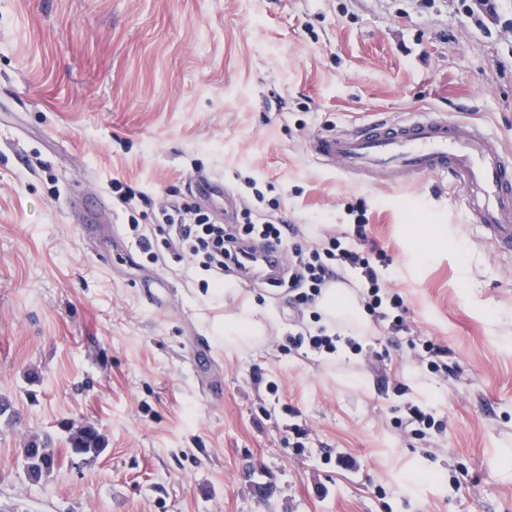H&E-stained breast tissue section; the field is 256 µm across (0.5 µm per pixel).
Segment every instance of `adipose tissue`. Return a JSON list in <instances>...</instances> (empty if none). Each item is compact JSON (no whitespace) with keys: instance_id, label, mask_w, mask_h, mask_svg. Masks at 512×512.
<instances>
[{"instance_id":"ef3b65f1","label":"adipose tissue","mask_w":512,"mask_h":512,"mask_svg":"<svg viewBox=\"0 0 512 512\" xmlns=\"http://www.w3.org/2000/svg\"><path fill=\"white\" fill-rule=\"evenodd\" d=\"M225 289H208L205 301L214 315L208 321V327L216 343L228 348H244L262 343L268 330L257 319L255 310L249 301H242L239 309L232 316H224ZM324 324L335 323L347 330H361L366 325L364 311L358 306L355 297L339 288L326 289L318 303Z\"/></svg>"}]
</instances>
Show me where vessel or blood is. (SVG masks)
I'll use <instances>...</instances> for the list:
<instances>
[{
  "label": "vessel or blood",
  "mask_w": 512,
  "mask_h": 512,
  "mask_svg": "<svg viewBox=\"0 0 512 512\" xmlns=\"http://www.w3.org/2000/svg\"><path fill=\"white\" fill-rule=\"evenodd\" d=\"M308 154L317 162L387 185L430 175L461 188L460 209L501 253L512 254V156L491 131L449 118L444 112H417L406 118L383 117L332 130L309 139ZM205 197L232 208L235 198L221 180L198 176ZM245 278L278 277L282 249L264 242L251 250Z\"/></svg>",
  "instance_id": "b4317fda"
}]
</instances>
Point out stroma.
Instances as JSON below:
<instances>
[{"label": "stroma", "instance_id": "1", "mask_svg": "<svg viewBox=\"0 0 512 512\" xmlns=\"http://www.w3.org/2000/svg\"><path fill=\"white\" fill-rule=\"evenodd\" d=\"M461 105L512 152V29L465 0H0V512H512V256L466 227L459 188L379 186L304 150ZM200 174L257 179L305 247L365 209L408 330L372 324L339 362L293 344L286 292L236 277L224 314L249 298L280 326L225 349L204 272L157 224L153 265L125 255L122 208L93 242L67 214L114 178L158 205ZM427 336L454 374L428 370ZM412 405L441 429L413 435ZM83 426L97 458L71 449ZM35 435L59 460L38 482ZM22 457L23 462L27 465V477L35 482L49 475V471L44 469V467L51 470L58 465L57 461L43 463L47 460L53 461L57 458L55 448H53V441L48 436L34 437L28 440L24 448H22Z\"/></svg>", "mask_w": 512, "mask_h": 512}]
</instances>
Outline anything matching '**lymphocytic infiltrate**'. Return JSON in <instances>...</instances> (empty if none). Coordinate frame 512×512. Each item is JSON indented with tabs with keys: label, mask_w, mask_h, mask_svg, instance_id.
Here are the masks:
<instances>
[{
	"label": "lymphocytic infiltrate",
	"mask_w": 512,
	"mask_h": 512,
	"mask_svg": "<svg viewBox=\"0 0 512 512\" xmlns=\"http://www.w3.org/2000/svg\"><path fill=\"white\" fill-rule=\"evenodd\" d=\"M108 187L125 208L128 232L136 247L150 262H158L159 255L150 237L142 233L137 218L139 205L149 203V196L134 191L116 178ZM246 192L255 204L241 210L231 224L217 222L211 209L194 201H175L161 206L158 221L164 226L166 245L174 258L207 272L213 285L220 288L228 272L242 268L241 253L245 242L273 240L288 250L285 274L278 284L287 291L294 308L315 310L323 284L338 279L341 271L353 269L360 273L364 310L377 318L384 317L386 310H393L391 331L406 330L408 308L400 294L385 289L380 266L387 258L380 249L367 247L364 216L355 218L353 233L333 235L327 242L305 249L295 242L298 226L288 223L279 205L266 203L255 180L247 181Z\"/></svg>",
	"instance_id": "obj_1"
}]
</instances>
